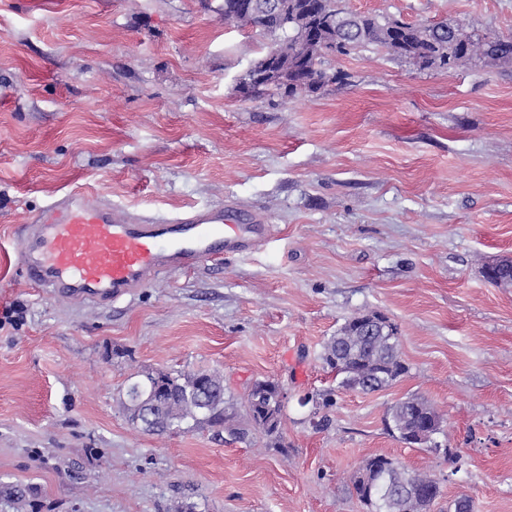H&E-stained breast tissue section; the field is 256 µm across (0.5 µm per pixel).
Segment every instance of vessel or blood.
<instances>
[{"instance_id": "b4317fda", "label": "vessel or blood", "mask_w": 512, "mask_h": 512, "mask_svg": "<svg viewBox=\"0 0 512 512\" xmlns=\"http://www.w3.org/2000/svg\"><path fill=\"white\" fill-rule=\"evenodd\" d=\"M266 232V225L244 223L221 206L169 221L124 220L110 205L74 192L25 227L21 268L49 293L109 305L164 272L247 253Z\"/></svg>"}]
</instances>
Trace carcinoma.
<instances>
[{
    "label": "carcinoma",
    "mask_w": 512,
    "mask_h": 512,
    "mask_svg": "<svg viewBox=\"0 0 512 512\" xmlns=\"http://www.w3.org/2000/svg\"><path fill=\"white\" fill-rule=\"evenodd\" d=\"M250 0H224V23L239 25ZM288 13L267 15L256 22L271 39L268 50L254 64L260 65L268 52L277 51L276 74L262 81L245 73L239 89L249 97L265 90L279 91L283 81H299L303 90L312 91L336 80L321 68L326 53L347 55L359 48L377 46L394 57L421 68L446 69L458 62L496 61L512 58V39L495 33L479 34L462 23L411 24L398 20L380 21L369 15L352 16V29L339 33L336 28L337 0H279ZM490 280L512 282V261L496 264ZM324 363L342 376L341 384L365 393L383 390L408 372L399 350V330L377 311L362 312L348 320L324 346ZM139 382L163 389L164 400L154 408L153 419L143 431L165 433L187 425V429L207 426L229 436L246 440L249 430L235 424L237 403L226 395L224 378L214 372L145 371ZM127 381L119 394V409L129 422L140 424L142 410ZM278 384L255 382L247 397V414L253 429L271 437L279 432L283 406L274 399ZM399 439L415 432L429 421L440 428L433 406L410 397L397 402L390 412ZM352 489L368 512H429L440 495L439 480L426 472L408 470L384 455L369 457L351 478ZM20 512H39L31 488L12 485L0 488Z\"/></svg>",
    "instance_id": "obj_1"
}]
</instances>
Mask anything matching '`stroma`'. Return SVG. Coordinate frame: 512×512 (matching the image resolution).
<instances>
[{
    "instance_id": "stroma-1",
    "label": "stroma",
    "mask_w": 512,
    "mask_h": 512,
    "mask_svg": "<svg viewBox=\"0 0 512 512\" xmlns=\"http://www.w3.org/2000/svg\"><path fill=\"white\" fill-rule=\"evenodd\" d=\"M340 6L512 38V0ZM269 43L224 0H0V484L35 487L41 512H367L350 477L385 455L439 478L433 512L462 495L512 512V285L486 276L512 258V60L420 70L370 46L326 57L316 92L241 98ZM73 191L133 219L221 205L268 232L95 306L19 264L24 225ZM365 310L408 367L372 393L321 359ZM148 370L218 373L240 405L275 381L280 433L143 432L116 398ZM410 395L442 420L435 447L389 429Z\"/></svg>"
}]
</instances>
